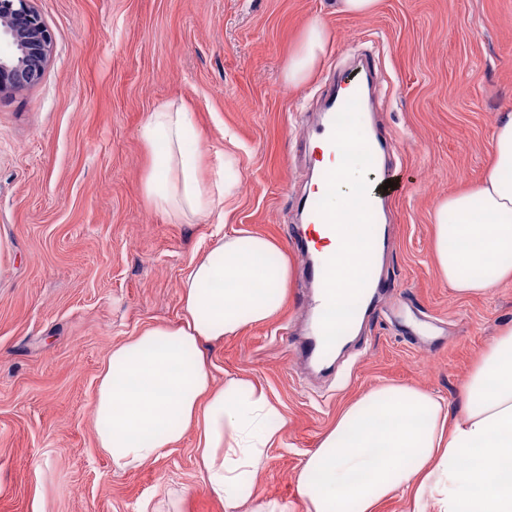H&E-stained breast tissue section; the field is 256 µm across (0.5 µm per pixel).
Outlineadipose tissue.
Instances as JSON below:
<instances>
[{
    "label": "adipose tissue",
    "instance_id": "obj_1",
    "mask_svg": "<svg viewBox=\"0 0 512 512\" xmlns=\"http://www.w3.org/2000/svg\"><path fill=\"white\" fill-rule=\"evenodd\" d=\"M329 42L310 20L288 58L301 87ZM157 152L145 181L155 208L187 218L221 213L200 177L191 113L161 109L141 129ZM441 279L457 295L512 280V113L495 125L480 182L439 199L430 215ZM281 244L240 229L220 236L182 282L177 321L158 323L113 347L94 399L97 445L113 470L155 460L197 432V465L225 512H285L261 500L256 478L283 417L246 378L214 383L210 349L246 325L274 318L292 282ZM304 512H377L409 495L411 512H512V325L480 350L457 409L434 394L382 385L342 410L298 476Z\"/></svg>",
    "mask_w": 512,
    "mask_h": 512
}]
</instances>
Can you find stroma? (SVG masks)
<instances>
[{"label":"stroma","mask_w":512,"mask_h":512,"mask_svg":"<svg viewBox=\"0 0 512 512\" xmlns=\"http://www.w3.org/2000/svg\"><path fill=\"white\" fill-rule=\"evenodd\" d=\"M53 35L34 86L0 99V512H224L188 432L154 461L112 471L93 398L115 344L176 321L192 260L240 228L280 241L295 278L279 314L210 353L216 382H258L284 418L258 475L263 500L304 512L296 476L337 412L383 383L456 404L478 351L512 321V281L460 297L432 256L436 201L477 182L498 113L512 110V0H35ZM330 41L302 88L285 70L307 22ZM374 57L365 109L393 146L403 191L375 310L328 373L295 361L310 285L292 235L311 179L309 131L331 80ZM192 112L201 174L229 154L248 191L223 224L155 209L143 180L150 112Z\"/></svg>","instance_id":"35a3bbf8"}]
</instances>
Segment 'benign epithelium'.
<instances>
[{
    "label": "benign epithelium",
    "instance_id": "benign-epithelium-1",
    "mask_svg": "<svg viewBox=\"0 0 512 512\" xmlns=\"http://www.w3.org/2000/svg\"><path fill=\"white\" fill-rule=\"evenodd\" d=\"M52 42L33 0H0V98L39 81Z\"/></svg>",
    "mask_w": 512,
    "mask_h": 512
}]
</instances>
